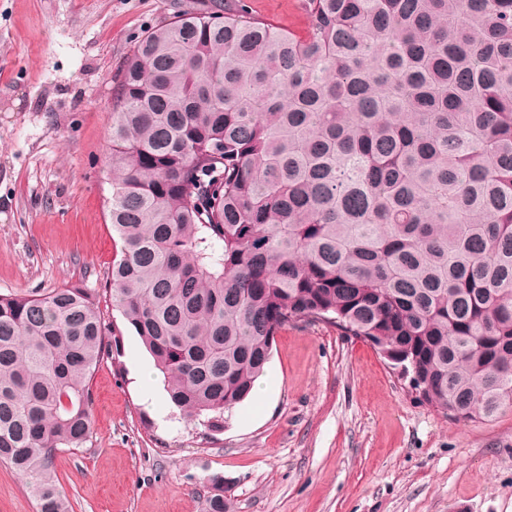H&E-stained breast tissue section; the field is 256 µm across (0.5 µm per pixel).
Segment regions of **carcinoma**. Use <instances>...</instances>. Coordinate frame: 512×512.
<instances>
[{"mask_svg":"<svg viewBox=\"0 0 512 512\" xmlns=\"http://www.w3.org/2000/svg\"><path fill=\"white\" fill-rule=\"evenodd\" d=\"M245 4L149 30L112 95V303L212 431L290 323L372 345L450 420L512 408V0ZM97 292L0 296V465L71 512L56 459L119 359ZM257 18L271 21L296 33L305 30L307 19L302 0H244Z\"/></svg>","mask_w":512,"mask_h":512,"instance_id":"obj_1","label":"carcinoma"}]
</instances>
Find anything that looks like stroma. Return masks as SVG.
Listing matches in <instances>:
<instances>
[{"instance_id": "1", "label": "stroma", "mask_w": 512, "mask_h": 512, "mask_svg": "<svg viewBox=\"0 0 512 512\" xmlns=\"http://www.w3.org/2000/svg\"><path fill=\"white\" fill-rule=\"evenodd\" d=\"M300 33L302 0H245ZM200 0H0V295L96 289L120 361L92 381V435L60 453L73 512H512V409L448 420L361 339L294 323L261 398L211 431L168 401L162 374L108 290L116 255L104 181L112 93L145 33ZM0 512H36L0 466Z\"/></svg>"}]
</instances>
